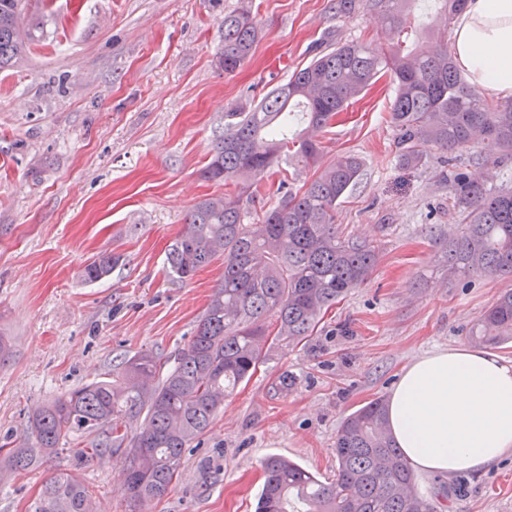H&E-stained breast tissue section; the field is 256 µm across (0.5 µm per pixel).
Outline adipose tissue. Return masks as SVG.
I'll use <instances>...</instances> for the list:
<instances>
[{
  "mask_svg": "<svg viewBox=\"0 0 512 512\" xmlns=\"http://www.w3.org/2000/svg\"><path fill=\"white\" fill-rule=\"evenodd\" d=\"M454 56L489 96L512 98V0H467ZM404 456L432 476L479 474L512 453V360L460 346L406 365L388 399Z\"/></svg>",
  "mask_w": 512,
  "mask_h": 512,
  "instance_id": "obj_1",
  "label": "adipose tissue"
}]
</instances>
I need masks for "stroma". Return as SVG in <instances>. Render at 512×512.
Instances as JSON below:
<instances>
[{
	"mask_svg": "<svg viewBox=\"0 0 512 512\" xmlns=\"http://www.w3.org/2000/svg\"><path fill=\"white\" fill-rule=\"evenodd\" d=\"M336 0H29L44 32L26 60L0 71V439L68 390L111 377L120 356L164 360L186 348L224 271L214 260L188 282L167 272L170 245L202 198L221 192L201 171L224 115L260 100L313 58L327 34L369 42L370 14ZM250 9L263 29L231 74L215 64L225 13ZM392 86L380 79L325 133L327 157L351 152L362 175L336 209L345 235L375 242L370 278L330 309L314 341L278 342L224 400L180 475L149 512H254L262 463L279 455L331 481L345 416L388 397L404 366L469 344L468 331L512 279L450 278L432 228L455 220L439 153L406 168L396 152ZM103 252L110 276L81 272ZM296 386L278 390L282 373ZM68 450L0 476V512H28L55 473L80 469L98 512H130L122 454L79 462ZM439 512H512V455L478 475L417 474ZM120 256L116 254L101 253L84 266L82 277L87 282H98L108 277L112 269L119 263Z\"/></svg>",
	"mask_w": 512,
	"mask_h": 512,
	"instance_id": "1",
	"label": "stroma"
}]
</instances>
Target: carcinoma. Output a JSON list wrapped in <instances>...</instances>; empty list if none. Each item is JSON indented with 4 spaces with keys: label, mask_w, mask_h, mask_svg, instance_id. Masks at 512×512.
<instances>
[{
    "label": "carcinoma",
    "mask_w": 512,
    "mask_h": 512,
    "mask_svg": "<svg viewBox=\"0 0 512 512\" xmlns=\"http://www.w3.org/2000/svg\"><path fill=\"white\" fill-rule=\"evenodd\" d=\"M416 0H336V12L379 15L398 39ZM467 0H434L439 25L420 31L408 52L332 40L288 81L261 101L225 113L224 134L213 145L202 176L234 189L209 195L187 216L171 245L169 275L191 279L216 258L224 273L186 348L171 367L148 351L124 357L112 378L75 388L41 407L22 443L0 446V475H18L53 457L72 437L92 436L82 452L92 461L122 452L133 505L163 498L179 476L185 449L211 425L224 398L265 361V321L297 346L317 333L321 315L372 274L379 246L354 241L336 227V208L358 184L363 162L345 153L323 161L320 133L336 115L382 77L394 88L390 106L398 131V162L416 167L438 151L448 155V209L457 230H438L439 262L457 279L512 276V180L461 172L463 151L492 140L493 166L512 160V101L487 100L470 85L448 45V26ZM25 0H0V71L21 62L39 32L25 22ZM226 73L239 69L262 37L250 10L224 14ZM313 171L296 191L280 180L278 203L254 210L256 177L293 162ZM120 256L101 253L82 277H108ZM479 344L512 342V289L503 291L470 331ZM336 480L325 484L297 463L269 455L256 512H435L415 490V475L389 433L386 402L378 397L346 416L335 441ZM30 512H92L89 490L76 471L45 483Z\"/></svg>",
    "instance_id": "obj_1"
}]
</instances>
